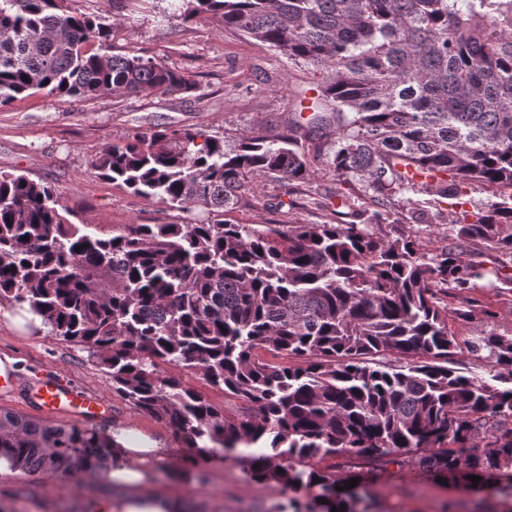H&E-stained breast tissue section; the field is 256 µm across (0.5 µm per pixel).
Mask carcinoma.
I'll use <instances>...</instances> for the list:
<instances>
[{
	"label": "carcinoma",
	"mask_w": 512,
	"mask_h": 512,
	"mask_svg": "<svg viewBox=\"0 0 512 512\" xmlns=\"http://www.w3.org/2000/svg\"><path fill=\"white\" fill-rule=\"evenodd\" d=\"M185 2L186 21L217 16L325 71L317 97L333 111L272 138L243 134L230 150L167 127L93 161L135 194L205 208L185 224L97 237L70 222L52 187L0 173V303L29 307L87 350L112 389L184 447L262 449L248 455L253 477L276 481L292 505L310 498L306 512H367L363 485L341 496L335 486L351 477L319 468L335 457L470 486L479 476L512 498V336L461 343L448 325L450 314L492 317L465 295L487 273L512 290V0ZM111 36L58 0H0V107L37 90L197 89L153 58L108 53ZM303 140L344 191L300 195ZM261 178L285 187L278 207L312 205L326 221L219 219ZM471 186L500 193L426 244L416 225ZM463 351L487 352L492 381L448 366ZM185 375L220 388L224 405ZM112 447L96 430L0 410V455L25 474L96 470Z\"/></svg>",
	"instance_id": "obj_1"
}]
</instances>
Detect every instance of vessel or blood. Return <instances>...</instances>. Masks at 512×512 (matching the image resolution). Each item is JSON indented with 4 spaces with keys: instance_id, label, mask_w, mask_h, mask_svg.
<instances>
[{
    "instance_id": "obj_1",
    "label": "vessel or blood",
    "mask_w": 512,
    "mask_h": 512,
    "mask_svg": "<svg viewBox=\"0 0 512 512\" xmlns=\"http://www.w3.org/2000/svg\"><path fill=\"white\" fill-rule=\"evenodd\" d=\"M28 402L37 404L49 415L93 422L109 409L100 397L78 390L52 370L41 371L25 389Z\"/></svg>"
}]
</instances>
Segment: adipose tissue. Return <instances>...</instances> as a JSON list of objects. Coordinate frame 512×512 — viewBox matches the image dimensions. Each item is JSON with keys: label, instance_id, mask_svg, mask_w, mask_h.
<instances>
[{"label": "adipose tissue", "instance_id": "obj_1", "mask_svg": "<svg viewBox=\"0 0 512 512\" xmlns=\"http://www.w3.org/2000/svg\"><path fill=\"white\" fill-rule=\"evenodd\" d=\"M168 456L159 441L121 431L115 438L111 466L89 474L94 485L112 491L94 503L93 512H181L183 502L178 496L154 486V474Z\"/></svg>", "mask_w": 512, "mask_h": 512}]
</instances>
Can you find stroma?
<instances>
[{
    "label": "stroma",
    "instance_id": "obj_1",
    "mask_svg": "<svg viewBox=\"0 0 512 512\" xmlns=\"http://www.w3.org/2000/svg\"><path fill=\"white\" fill-rule=\"evenodd\" d=\"M179 3L157 0L154 9L121 16L113 13L112 0H64L63 7L110 25L113 53H136L187 72L196 91L95 99L34 91L0 107V172L52 186L72 222L89 225L99 236L129 224H175L185 217L176 205L100 179L91 163L105 147L166 127L218 137L229 148L246 131L275 136L287 130L300 100L315 97L322 81L310 66L224 29L215 19L184 21ZM283 194L275 182L252 184L225 218L235 224L285 221V211L267 205ZM473 295L490 314L453 322L456 335L473 341L493 329L512 336V292L478 288ZM14 316L13 307L0 305V360L12 358L17 383L28 384L36 369L55 370L108 403L95 430H133L163 441L171 455L165 472L155 475L156 487L175 492L198 512H272L287 504L277 483L250 477L242 459H201L189 465L181 442L113 392L111 377L86 350L60 341L49 327L31 321L18 325ZM200 470L207 483L198 481ZM359 480L368 492L370 512H512V500L494 488L475 491L454 481L441 483L435 473L418 469L364 467ZM98 493L80 474L63 480L40 473L0 476V503H8L9 512H90L88 505Z\"/></svg>",
    "mask_w": 512,
    "mask_h": 512
}]
</instances>
